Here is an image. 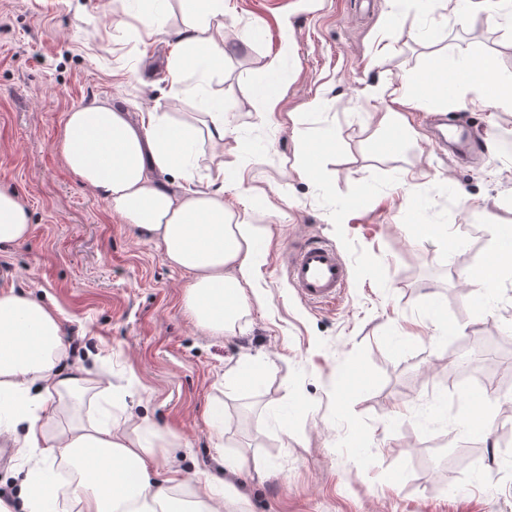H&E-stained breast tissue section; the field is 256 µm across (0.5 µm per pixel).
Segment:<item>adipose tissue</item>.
<instances>
[{
    "instance_id": "adipose-tissue-1",
    "label": "adipose tissue",
    "mask_w": 512,
    "mask_h": 512,
    "mask_svg": "<svg viewBox=\"0 0 512 512\" xmlns=\"http://www.w3.org/2000/svg\"><path fill=\"white\" fill-rule=\"evenodd\" d=\"M152 9L132 13L139 39L167 32L166 18L179 6L185 18L180 50L168 61L174 95L185 93L188 65L201 77L224 68V0H152ZM495 74L499 92L487 94L470 79L473 68ZM452 96L482 108L512 110V73L499 72L491 54L473 47L452 77ZM203 128L168 114L127 112L98 101L69 112L60 150L81 184L98 192L109 212L162 250L169 265L191 275L186 304L193 319L223 333L249 302L254 244L264 225L245 224L224 203V185L240 182L235 169H217L214 189L194 188L191 155L204 140L222 142L230 132L221 102H210ZM175 172L185 181L176 193L153 172ZM31 231L21 198L0 190V245L25 241ZM62 335L56 312L15 289L0 290V436L36 452L26 472L23 512H56L48 476L67 467L77 512H222L230 483L208 475L187 480L179 470L157 481L158 433L145 420L72 419L59 425L62 408L96 389L91 370L65 375L58 363ZM0 500V512H14Z\"/></svg>"
}]
</instances>
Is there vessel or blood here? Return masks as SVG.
<instances>
[{
  "label": "vessel or blood",
  "mask_w": 512,
  "mask_h": 512,
  "mask_svg": "<svg viewBox=\"0 0 512 512\" xmlns=\"http://www.w3.org/2000/svg\"><path fill=\"white\" fill-rule=\"evenodd\" d=\"M287 276L301 299L329 306L336 304L345 293L351 271L332 245L315 240L293 249L287 263Z\"/></svg>",
  "instance_id": "1"
}]
</instances>
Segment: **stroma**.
I'll use <instances>...</instances> for the list:
<instances>
[{
  "label": "stroma",
  "instance_id": "obj_1",
  "mask_svg": "<svg viewBox=\"0 0 512 512\" xmlns=\"http://www.w3.org/2000/svg\"><path fill=\"white\" fill-rule=\"evenodd\" d=\"M465 0H226L223 75L173 99L167 62L183 25L140 41L122 0H0V189L31 211V233L0 247V290L58 315L74 348L97 354L100 384L81 417L131 412L169 440L185 478L247 459L237 512H512V272L477 296L469 276L512 227V110L429 91L413 105L368 86L454 70L472 46L512 72V31L464 20ZM399 20L384 25L389 11ZM279 58L281 98L257 89ZM219 97L231 133L204 143L195 184L218 165L244 181L224 199L267 228L254 292L233 327L210 334L185 305L188 272L111 214L65 166L67 112L98 99L131 120L196 122ZM454 117L488 158L457 164L425 124ZM432 225L428 236L419 227ZM317 237L351 268L339 304L300 299L291 251ZM254 358L257 379L228 372ZM224 404L223 448L206 419ZM490 420L492 437L469 428Z\"/></svg>",
  "mask_w": 512,
  "mask_h": 512
}]
</instances>
